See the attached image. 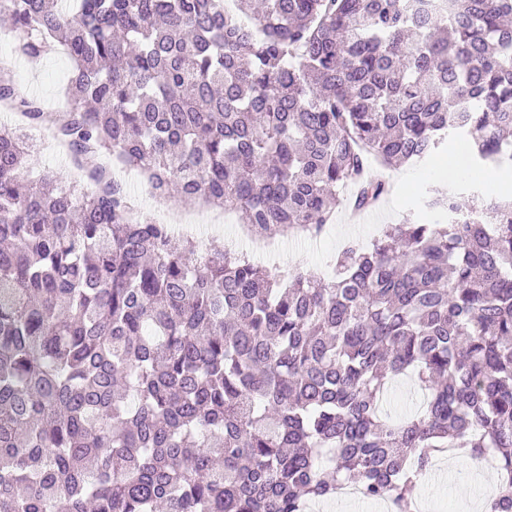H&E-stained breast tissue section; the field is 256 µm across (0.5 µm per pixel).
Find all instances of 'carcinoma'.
Returning a JSON list of instances; mask_svg holds the SVG:
<instances>
[{"instance_id":"obj_1","label":"carcinoma","mask_w":512,"mask_h":512,"mask_svg":"<svg viewBox=\"0 0 512 512\" xmlns=\"http://www.w3.org/2000/svg\"><path fill=\"white\" fill-rule=\"evenodd\" d=\"M18 51L74 62L57 134L86 169L25 177L0 128V512H305L354 482L414 512L442 448L512 512V198L350 240L328 279L198 255L135 219L112 168L260 234L364 212L383 168L453 134L512 171V0H7ZM44 119L0 72V100ZM412 373L420 416L382 412Z\"/></svg>"}]
</instances>
